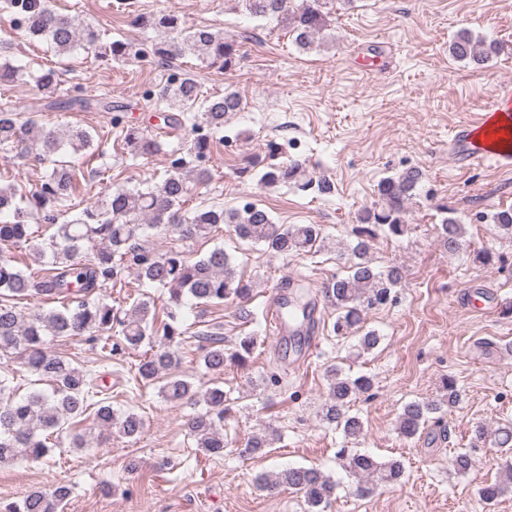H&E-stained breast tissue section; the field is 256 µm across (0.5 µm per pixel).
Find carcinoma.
Wrapping results in <instances>:
<instances>
[{"mask_svg":"<svg viewBox=\"0 0 512 512\" xmlns=\"http://www.w3.org/2000/svg\"><path fill=\"white\" fill-rule=\"evenodd\" d=\"M245 11L255 18L273 19L292 34L302 49L311 47L329 26L325 0H302L297 8L290 0H240ZM4 8L19 10L26 17L24 30L32 38L46 42L59 55L79 46L93 50L103 61L141 57V51L121 40H104L89 26H78L61 15L47 0H4ZM134 23L160 33L152 44L154 58L173 62L194 57L209 66L229 71L238 65L234 43L206 26L185 30L179 13L169 9L156 15H137ZM450 56L468 64L482 65L496 53L494 44L477 40L467 29L459 30L448 46ZM56 72L49 69L36 78L37 89L45 103H37L32 112L61 105L73 109L90 108L88 98L75 96L62 103L53 99ZM151 101L163 106L169 124H191L207 129L208 134L194 138L186 155L171 162L161 184L154 187L117 188L104 193L94 205L83 208L72 219L57 223L58 212L76 198V170L86 163L83 152L93 148V135L81 127L66 131L40 127L32 134L33 119L20 120L17 109L9 101L0 102V152L25 154L42 163H52V170L40 186L22 194L13 184H0V247L28 242L31 225L40 221L54 227L49 242L33 245L41 257L50 253L48 268L41 276L26 273L11 256L0 254V359L14 356L38 381L49 383L52 392L33 390L18 396L11 379L0 378V466L23 455L33 460L46 457L52 448L49 437L64 435L70 421L83 417L95 405V426L101 433L112 431L126 438L142 435L145 417L133 409L116 410L108 398L94 400L101 393L96 377L50 346L49 337L84 338L100 345L108 357L123 356L129 351L146 348L135 365L134 380L144 387L155 386L161 398L169 403L192 409L187 427L196 448L208 456L224 453L226 443L221 423L228 408L224 389L215 386L201 390L176 372L172 347L183 341L187 333L181 309L189 297L202 304H222L245 299L250 285L238 277L224 248L215 247L196 260L178 251L156 254L141 246V234L152 230L158 234L205 238L220 224L232 228L241 239L259 244L281 256L309 253L325 248L321 229L315 224H277L263 209L254 205L226 210L220 205L199 206L193 212L179 213L180 203L189 195L191 183L205 184L211 172L204 162L217 135L224 131L228 114L240 109L241 99L235 92L222 96H206L202 86L184 71L178 80L166 83L153 92ZM102 112H114L110 125L120 129L119 139L134 155L145 157L159 153L163 143L138 127L121 124L117 113L125 105L118 101H97ZM260 181L273 187L281 183H298L299 189L318 195L331 191L329 183L306 174L297 163L283 166L269 164ZM421 175L408 169L395 177L383 179L378 187V202L364 208L358 224L352 228L355 244L351 247L346 274L334 277L322 293L336 310L332 331L348 337L362 321L367 310L381 309L393 301L395 288L402 275L397 267L385 271L372 266L370 252L381 235L396 238L405 234L408 203L418 191ZM439 234L443 246L456 252L464 234L460 221L447 216L442 219ZM135 270L139 280L153 287L167 289V318L158 319L154 303L140 299L129 311L106 302L103 292L121 280L125 269ZM42 301L58 302L61 308H38L26 312L13 300L32 296ZM287 315L295 321L310 318V292L303 285L294 287L286 298ZM207 345L203 366L208 372L221 374L231 361L245 367L252 358L257 337L243 336L237 349L226 352L224 337L205 333ZM327 397L320 417L329 427L339 430L346 439H356L363 432L361 417L351 412V402L372 390L367 375L351 377L342 370L327 369ZM460 401V390L450 377L443 381V394L437 399L412 401L398 417V432L412 439L430 424L442 423L444 412ZM203 409H198L199 405ZM276 430L250 436L241 454L253 456L271 446ZM500 448L512 447V428H500L494 434L481 424L474 427L470 447L456 453L452 466L460 474L474 465V449L488 439ZM339 466L355 482L362 496L378 488L396 485L405 477L404 463L399 459L379 461L373 456L350 448L336 452ZM261 487L270 491L292 490L301 493L308 512H327L336 483L314 467L291 466L258 477ZM512 493V460L504 461L498 476L478 488L479 497L488 505L506 493ZM71 488L58 481L48 489H35L21 500L4 507V512H63Z\"/></svg>","mask_w":512,"mask_h":512,"instance_id":"1","label":"carcinoma"}]
</instances>
